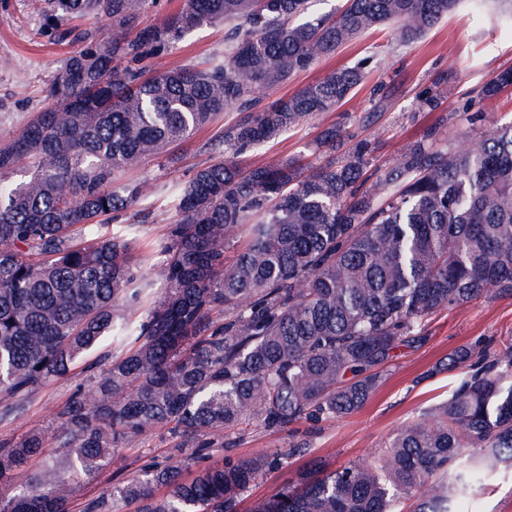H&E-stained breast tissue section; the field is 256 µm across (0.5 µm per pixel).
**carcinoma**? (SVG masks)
Returning <instances> with one entry per match:
<instances>
[{
	"label": "carcinoma",
	"instance_id": "carcinoma-1",
	"mask_svg": "<svg viewBox=\"0 0 512 512\" xmlns=\"http://www.w3.org/2000/svg\"><path fill=\"white\" fill-rule=\"evenodd\" d=\"M155 0H29L58 38L83 46L50 83L46 107L17 138L0 143V422L16 419L51 380L109 344L55 409L52 432L0 439V512H72L80 483L143 435L183 429L191 452L87 501L81 512H237L265 470L287 464L209 457L211 436L243 420L284 430L358 410L379 369L401 346L424 340L431 315L479 297L512 296V124L457 150L443 117L378 172L376 145L342 125L324 128L297 160L252 166L247 154L321 112H334L363 84L376 57L344 64L263 104L272 88L363 34L397 25L411 44L462 0H345L316 15L315 0H183L144 25ZM109 22L95 37L62 28L76 16ZM230 25L224 52L205 66L152 74L148 61L186 33ZM437 77L416 95L419 112L442 104ZM512 87L492 75L483 100ZM235 105L238 118L215 142L233 160L199 167L173 191L176 220L154 249L163 295L145 315L150 282L133 264L141 225L112 228L151 192L121 176L192 138ZM247 232L233 263L228 246ZM470 366L448 401L398 430L377 457L340 470L303 469L294 484L251 512H460L501 465L512 464V340L448 355ZM59 461L27 483L15 472L47 443ZM162 487L161 496L154 489Z\"/></svg>",
	"mask_w": 512,
	"mask_h": 512
}]
</instances>
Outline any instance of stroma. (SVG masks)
<instances>
[{
  "label": "stroma",
  "mask_w": 512,
  "mask_h": 512,
  "mask_svg": "<svg viewBox=\"0 0 512 512\" xmlns=\"http://www.w3.org/2000/svg\"><path fill=\"white\" fill-rule=\"evenodd\" d=\"M225 35L220 24L196 29L152 59L150 67L162 72L203 64L223 52ZM76 49V44L51 36L45 18L32 13L28 0H0L1 142L14 138L35 112L41 111L48 85L59 73L65 57ZM372 53L377 56L375 67L346 104L265 144L250 154V163L298 158L312 166L320 165L325 158L313 153L311 146L321 130L334 123L361 136L374 137L378 143L376 163L387 166L396 161L406 141L421 134L438 116L447 117L445 129L461 149L468 146L474 134L512 122V89L491 101L475 99L492 72L512 67V7L504 0H485L478 11L473 10L470 0H462L454 15L409 46L399 44L392 28L370 32L290 77L285 84L261 90L260 95L271 101L293 93L337 66ZM441 74L446 82L438 112L417 111L418 91ZM381 82L386 84L390 97L384 109L379 110L370 90ZM468 100L477 114L473 121L466 120L462 113ZM216 131V125H209L160 159L125 174L126 179L145 180L154 187L152 195L138 205L146 220L133 247L141 273L153 281L154 295H161L165 288L156 277L159 258L153 244L175 220L171 190L186 183L197 166L217 161V154L205 148ZM510 340L512 297L480 298L438 312L428 322L425 342L396 351L382 368L376 391L357 412L318 422L300 421L278 431L245 422L214 437L212 457L219 460L228 454L252 459L269 451L289 452L286 467L267 473L243 494L241 504L249 506L253 500L267 497L293 481L308 462L317 461L334 470L379 454L397 430L446 401L466 376L463 368L435 372L440 360L463 345L481 343L495 349ZM86 379V373L78 368L68 378L47 383L32 397L24 415L0 428V436L17 438L46 427L51 411ZM178 444V438L162 429L120 449L99 476L79 488L76 503L96 498L112 483L132 478L146 463L179 458ZM463 512H512V470L498 471L486 489L477 492L464 506Z\"/></svg>",
  "instance_id": "35a3bbf8"
}]
</instances>
